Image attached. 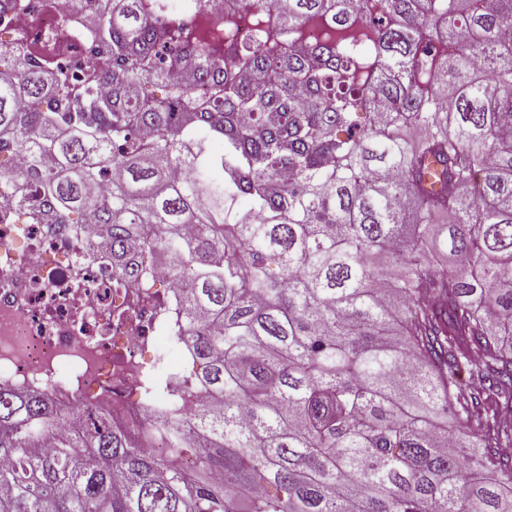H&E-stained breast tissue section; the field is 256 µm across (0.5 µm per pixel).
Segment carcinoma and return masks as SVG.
Returning a JSON list of instances; mask_svg holds the SVG:
<instances>
[{"mask_svg": "<svg viewBox=\"0 0 512 512\" xmlns=\"http://www.w3.org/2000/svg\"><path fill=\"white\" fill-rule=\"evenodd\" d=\"M276 2L246 43L75 0L88 83L0 61V187L121 275L167 257L206 400L156 373L129 429L0 385V512H512V0ZM191 54L207 100L167 84Z\"/></svg>", "mask_w": 512, "mask_h": 512, "instance_id": "carcinoma-1", "label": "carcinoma"}]
</instances>
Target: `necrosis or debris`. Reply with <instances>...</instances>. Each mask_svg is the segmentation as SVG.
I'll return each mask as SVG.
<instances>
[{
  "label": "necrosis or debris",
  "instance_id": "necrosis-or-debris-1",
  "mask_svg": "<svg viewBox=\"0 0 512 512\" xmlns=\"http://www.w3.org/2000/svg\"><path fill=\"white\" fill-rule=\"evenodd\" d=\"M92 42L90 21L68 0H18L0 16V46L64 48L75 86L88 80ZM16 212L0 192V384L143 426L156 410L141 395L145 376L162 364L175 378L190 362L173 340L181 315L166 275L148 260L143 278L127 280L87 251L92 225L25 224Z\"/></svg>",
  "mask_w": 512,
  "mask_h": 512
}]
</instances>
